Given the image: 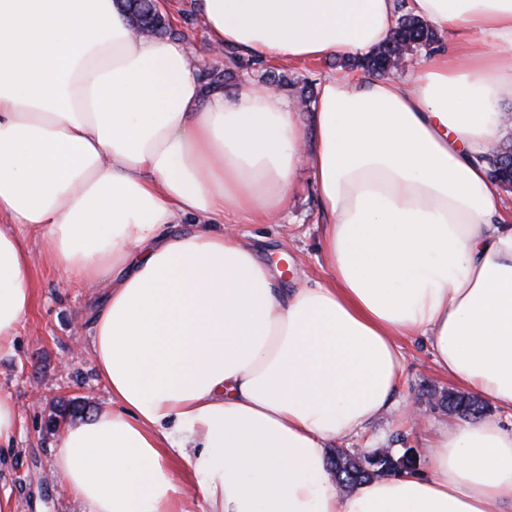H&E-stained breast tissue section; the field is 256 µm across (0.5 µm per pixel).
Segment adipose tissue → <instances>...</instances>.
I'll return each instance as SVG.
<instances>
[{
  "instance_id": "obj_1",
  "label": "adipose tissue",
  "mask_w": 512,
  "mask_h": 512,
  "mask_svg": "<svg viewBox=\"0 0 512 512\" xmlns=\"http://www.w3.org/2000/svg\"><path fill=\"white\" fill-rule=\"evenodd\" d=\"M450 47L410 78L290 99L204 86L185 42L134 37L116 0H0V358L34 300L31 241L100 286L110 408L61 433L82 512H512V428L433 426L422 469L339 493L329 447L394 402L399 340L512 413V218L479 157L512 94V0H407ZM213 45L266 61L382 45L395 0H200ZM306 167L323 279L284 287L236 224H271Z\"/></svg>"
}]
</instances>
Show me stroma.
<instances>
[{
    "label": "stroma",
    "instance_id": "1",
    "mask_svg": "<svg viewBox=\"0 0 512 512\" xmlns=\"http://www.w3.org/2000/svg\"><path fill=\"white\" fill-rule=\"evenodd\" d=\"M159 8L163 15H177L167 35L191 44L201 71L223 69L225 50L210 43L197 13V0H159ZM270 70L290 80L287 93L293 96L304 80L316 81L325 74L342 72L343 67L336 58L292 65L267 61L262 67L245 69L244 74L262 83ZM322 220L309 172L302 169L295 177L288 211L278 223L249 225L263 261H273L282 252L288 255L282 276L285 285L321 276ZM44 248L41 242L31 246L36 301L21 326L14 354L0 358V393L10 395L20 413L14 444L0 447V487L9 490L15 512H81L53 473L59 434L47 430L46 422L58 404L73 398L90 414L110 406L107 388L90 356L91 319L102 291L65 285L59 272L45 264ZM453 389L423 343L405 344L404 374L393 407L363 434L342 440V447L424 451L433 424L459 420L458 414L436 401L438 395ZM412 402L424 415L422 423H415L404 412Z\"/></svg>",
    "mask_w": 512,
    "mask_h": 512
}]
</instances>
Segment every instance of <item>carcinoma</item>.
Segmentation results:
<instances>
[{
	"mask_svg": "<svg viewBox=\"0 0 512 512\" xmlns=\"http://www.w3.org/2000/svg\"><path fill=\"white\" fill-rule=\"evenodd\" d=\"M121 5L129 14L131 25L146 30L151 34L166 30V20L160 10L146 0H120ZM397 26L392 35L377 49L352 59L353 65L368 72L383 75L394 68L398 60L408 51L434 49L439 38L435 31L422 19L413 16L403 9V2L397 3ZM229 66L222 71H211L207 74L208 86L220 88L231 79L234 71L243 66V62L233 52L227 55ZM512 157V143L503 145L496 151L479 157V161L487 164L491 180L503 187L512 188V168L504 166V161ZM448 405L461 412L462 415L476 419L484 410V404L474 398L455 399ZM85 405L74 398L64 408L58 410L48 422V429L55 430L60 421L69 416L80 414ZM336 484L343 488L354 487L375 477H391L407 470L416 468L417 454L407 448L399 456L389 450L374 449L363 454H355L344 448H338L329 457Z\"/></svg>",
	"mask_w": 512,
	"mask_h": 512,
	"instance_id": "1",
	"label": "carcinoma"
}]
</instances>
